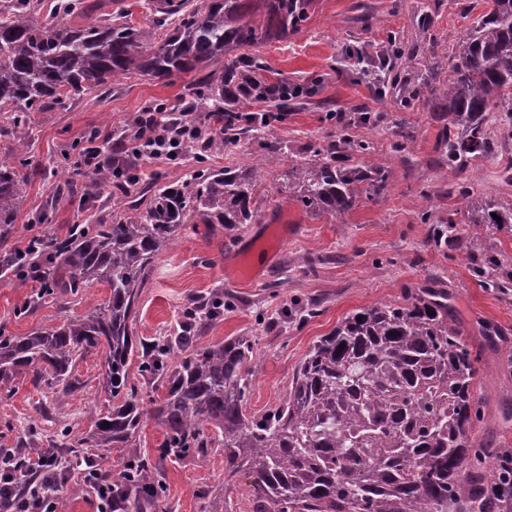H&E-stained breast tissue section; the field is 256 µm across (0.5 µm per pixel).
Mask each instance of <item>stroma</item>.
I'll use <instances>...</instances> for the list:
<instances>
[{
	"instance_id": "stroma-1",
	"label": "stroma",
	"mask_w": 512,
	"mask_h": 512,
	"mask_svg": "<svg viewBox=\"0 0 512 512\" xmlns=\"http://www.w3.org/2000/svg\"><path fill=\"white\" fill-rule=\"evenodd\" d=\"M470 2L313 0L298 32L256 49L269 73L316 90L271 121L266 128L270 139L286 145L289 155L303 157L325 145L359 112L380 115V122L363 135L387 157V190L334 217L303 210L289 196L282 170L269 173L256 193V223L214 235L205 225H185L177 245L159 256L140 297L138 336L169 335L194 297L224 293L231 305L204 330L201 342L250 337L248 407L261 413L286 397L299 362L346 316L378 302L402 301L422 288H439L447 291L451 317L464 336L483 349L478 387L483 419L474 435L512 448V421L502 419L512 410V294L484 288L476 272L492 256L512 272V224L471 233L463 202L451 191L455 183L465 182L475 192L512 200V189L501 181L503 167L512 160V140H498L495 151L473 158L465 169L448 168L439 140L443 121L426 91L404 108L393 94L378 96L370 74L378 64L375 48L390 32L417 43L421 57L447 55L466 33ZM425 11L434 19L426 30L417 24ZM197 79L193 72L169 80L131 75L66 107L35 113L27 157L37 175L24 192L9 246L25 241L32 224L44 236L62 237L73 225L110 221L112 198L107 194L81 208L66 203L49 207L56 168L77 159L91 133L122 125L151 103L176 106ZM403 134L409 137L405 150L392 152ZM258 150L252 140L220 151L191 152L177 164L148 160L141 166V182H177L199 164L233 168L248 163ZM426 208L431 216L425 222L421 214ZM451 216L463 244L435 248L432 233ZM39 289L38 282L12 272L0 277V333L28 335L61 323L67 314L86 313L109 295L100 285L31 305ZM296 298L317 299L316 314L290 319V303ZM490 323L499 328L491 343L484 336ZM104 360L100 350L78 358L74 375L82 387L69 395L56 387L15 381L9 393L0 394V448L14 447L32 432L41 447L59 445L66 426L88 433V409L110 400ZM160 470L166 512H204L201 489L224 487V457L216 450L206 461H167Z\"/></svg>"
}]
</instances>
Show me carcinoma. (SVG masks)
Wrapping results in <instances>:
<instances>
[{
	"instance_id": "1",
	"label": "carcinoma",
	"mask_w": 512,
	"mask_h": 512,
	"mask_svg": "<svg viewBox=\"0 0 512 512\" xmlns=\"http://www.w3.org/2000/svg\"><path fill=\"white\" fill-rule=\"evenodd\" d=\"M313 0H166L154 27H141L119 11L87 16L73 28L64 19L86 12L84 0H0V137L13 141V161H0V240L12 233L26 185L35 171L26 159L32 113L59 107L116 78L143 74L169 79L207 71L181 101V112H204L215 123L208 147L222 148L267 122L247 115L224 125V114L260 98L278 112L311 94L286 78H265L249 50L301 29ZM443 62L420 71L414 49L391 34L378 47V95L389 86L400 103L415 96L408 75L428 84L433 108L448 113L445 161L463 168L494 144V128L512 125V0H488ZM240 51L237 56L231 55ZM254 77L250 91L225 94L233 78ZM379 120L366 111L340 128L314 158L287 163L284 147L264 141L260 155L235 170L201 167L179 183L142 188L136 200L112 209L110 223L76 224L64 237L41 244L36 261L41 288L33 303L60 292L105 285L108 298L87 313L69 315L27 336L0 335V393L20 376L61 392L81 388L76 357L107 349L106 381L112 403L92 407L90 437L70 440L89 460L121 449L112 474L114 508H160L163 487L156 467L138 452L147 418L165 430L158 459H204L212 445L224 451V494L203 492L205 512H234L227 492L237 477L251 479L252 512H498L509 494L499 479L501 452L476 442L481 422L476 395L482 351L462 336L448 313V294L435 288L404 302H379L341 320L317 340L295 370L288 397L262 413L248 411L246 364L253 358L243 337L203 345L200 330L220 316L224 298L202 295L182 313L179 330L151 342L136 339L140 297L159 255L186 224H219L229 233L257 217L254 196L262 172L287 166L288 194L309 211L341 215L359 198L387 189L388 172L371 158L358 133ZM97 195L112 190V170L75 166L51 198L76 202L77 182ZM476 228L512 223V205L470 187L460 189ZM501 220L494 219V216ZM437 247L457 243L456 221L434 230ZM490 258L477 269L502 293L512 283ZM145 379L165 388L159 401L140 399L130 374L132 358ZM212 435H206V431Z\"/></svg>"
}]
</instances>
